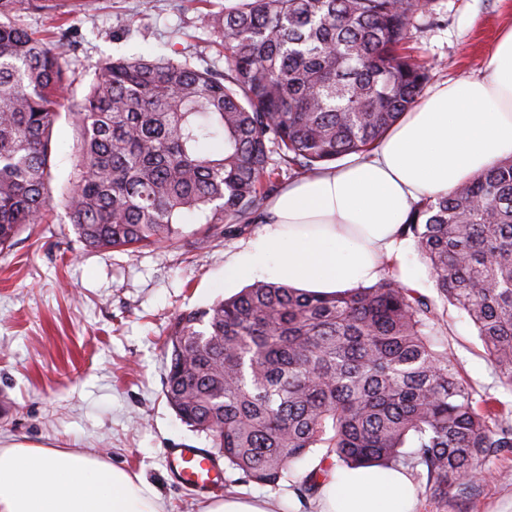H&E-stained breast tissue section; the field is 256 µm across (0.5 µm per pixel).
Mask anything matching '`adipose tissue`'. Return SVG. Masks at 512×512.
I'll list each match as a JSON object with an SVG mask.
<instances>
[{
    "label": "adipose tissue",
    "instance_id": "1",
    "mask_svg": "<svg viewBox=\"0 0 512 512\" xmlns=\"http://www.w3.org/2000/svg\"><path fill=\"white\" fill-rule=\"evenodd\" d=\"M512 156V28L489 71L418 100L369 156L285 185L258 234L224 267L225 280L274 268L281 282L324 294L375 280L401 259L398 230L413 203L449 192ZM320 512H413L399 470H346L319 491ZM0 512H166L143 477L88 449L0 447Z\"/></svg>",
    "mask_w": 512,
    "mask_h": 512
}]
</instances>
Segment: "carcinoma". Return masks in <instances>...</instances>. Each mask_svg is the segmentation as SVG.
Wrapping results in <instances>:
<instances>
[{
	"label": "carcinoma",
	"instance_id": "cac0c4a2",
	"mask_svg": "<svg viewBox=\"0 0 512 512\" xmlns=\"http://www.w3.org/2000/svg\"><path fill=\"white\" fill-rule=\"evenodd\" d=\"M22 5L0 0V251L52 204L63 111L79 129L68 219L84 246L125 251L176 243L188 214L226 235L261 219L281 168L304 176L370 153L428 80L404 47L415 0H239L203 15L224 71L108 58L78 97L67 40L14 23ZM399 236L438 298L385 273L330 295L260 282L177 315L164 394L229 468L275 485L322 448L293 480L302 499L336 467L371 466L445 496L512 450V408L463 382L435 341L439 305L463 311L512 386V156L416 202Z\"/></svg>",
	"mask_w": 512,
	"mask_h": 512
}]
</instances>
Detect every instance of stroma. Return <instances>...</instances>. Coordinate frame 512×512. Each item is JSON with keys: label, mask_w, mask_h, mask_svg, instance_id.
I'll return each mask as SVG.
<instances>
[{"label": "stroma", "mask_w": 512, "mask_h": 512, "mask_svg": "<svg viewBox=\"0 0 512 512\" xmlns=\"http://www.w3.org/2000/svg\"><path fill=\"white\" fill-rule=\"evenodd\" d=\"M230 0H33L16 16L29 32L50 38L71 31L75 44L63 66L84 94L102 60L177 55L200 68L224 70V50L204 25L208 11ZM512 24V0H434L417 13L410 52L429 68L426 89L487 72L494 42ZM78 131L68 114L54 128L50 158L54 196L74 171ZM260 223L230 237L202 243L197 216L184 219L173 246L134 253L85 248L62 207L47 223L26 228L0 252V444L88 448L138 474L161 493L166 512H204L210 498L174 481L167 449L210 447L168 405L163 394L165 342L180 311L205 308L246 287L225 282L224 264L255 236ZM440 336L462 378L512 407L464 313L447 307ZM415 512H512V453L486 464L482 482L467 497H431L416 480ZM224 492L259 495L275 512H319L302 501L288 479L277 485L224 471Z\"/></svg>", "instance_id": "stroma-1"}]
</instances>
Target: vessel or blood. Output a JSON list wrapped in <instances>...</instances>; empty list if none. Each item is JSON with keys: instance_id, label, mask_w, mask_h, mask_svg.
I'll return each mask as SVG.
<instances>
[{"instance_id": "1", "label": "vessel or blood", "mask_w": 512, "mask_h": 512, "mask_svg": "<svg viewBox=\"0 0 512 512\" xmlns=\"http://www.w3.org/2000/svg\"><path fill=\"white\" fill-rule=\"evenodd\" d=\"M165 463L172 477L203 494L218 491L224 485L213 453L204 448L183 446L167 450Z\"/></svg>"}]
</instances>
